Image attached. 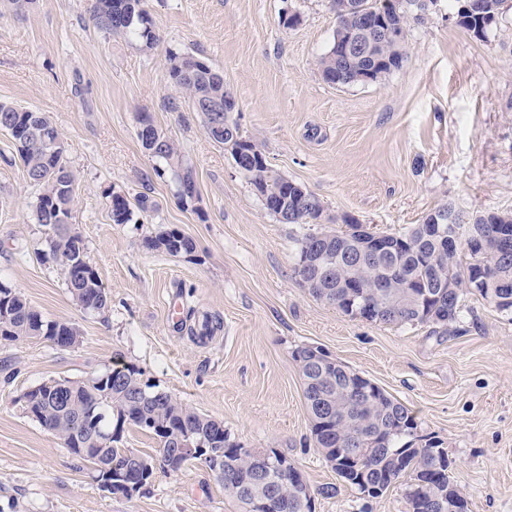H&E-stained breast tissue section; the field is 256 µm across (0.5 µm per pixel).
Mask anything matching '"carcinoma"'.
I'll return each mask as SVG.
<instances>
[{
	"mask_svg": "<svg viewBox=\"0 0 512 512\" xmlns=\"http://www.w3.org/2000/svg\"><path fill=\"white\" fill-rule=\"evenodd\" d=\"M502 0H476L477 8L457 11V22L477 36H483L497 25ZM363 10L378 13L396 28V42L369 38L368 50L362 56L350 55L342 47L331 48L320 58L319 68L328 82L342 85L361 83L358 75L366 70L387 75L401 67L407 57L412 24L426 16L430 5L424 0H357ZM345 0H331L336 15V35L357 26V14L344 7ZM90 19L95 27L108 35L125 36L151 49L158 36L152 17L143 0H92ZM171 83L198 111L202 96L224 100V79L204 59L192 54L171 52L167 56ZM205 133L224 146L238 170L245 174L265 208L284 224H313L315 228L299 242L297 259L322 252L323 237L335 229L323 227L324 206L306 189L274 170L265 150L257 141L241 134L232 113H224V124L231 130L214 126L212 113H201ZM143 129L138 140L163 166L159 176L169 171L180 182L191 180L183 156L175 142L159 128L153 118L142 115ZM0 129L9 131L17 140V153L28 181L40 188L35 205L37 223L45 228V254L61 268L72 297L85 309L100 311L107 305V293L99 275L87 256L82 237L70 223L78 182L76 172L64 156L62 134L48 115L0 102ZM108 209L112 222L126 224L130 220V201L120 193L109 195ZM382 236L407 243L386 262L375 264L328 260L332 267L330 289L338 294L340 280L352 279L362 284L359 299L371 304L377 315L373 322L395 325L429 324L442 331L459 322L464 295L468 288V271L476 261L467 250L466 240L456 249L423 242L418 225L398 233ZM148 249H162L170 254L193 251L192 239L176 230L164 231L145 241ZM489 273L499 278L500 292L508 299L505 310L497 299L485 292L482 300L500 313L512 315V250L504 252L489 246L483 256ZM443 277L455 285L440 299H420L422 283L428 278ZM42 336L59 348H71L80 339L76 327L66 322L43 318L24 295L15 288L0 284V340L18 341ZM312 349L301 347L293 359L305 385V398L310 417V431L315 446L322 454L331 448H348L360 437H374L380 447L372 448L360 460L342 462L335 467L341 480L364 499H377L389 488L404 487L405 496L414 512H432L431 492L444 498L447 512H468L466 495L454 484L450 471L452 461L445 452H437L441 443L418 434L416 417L404 405L390 398L382 389L361 400L347 398V379L342 367L330 364L322 379L309 370ZM26 414L46 431L62 441L70 453L91 465L96 482H108L121 475L138 485L136 492L151 485L156 475H172L192 462L213 472L224 484V492L246 503L250 495H271L288 502V512H301L299 496L310 493L309 485L295 487L280 464L293 460L273 448H247L230 438L224 423L185 404L156 385L143 379V372L125 367L119 376L112 371L85 380L53 379L23 393ZM332 411L324 421L314 412L319 406ZM137 428L157 440L170 455L188 446L193 452L179 457V466L167 469L158 457L139 455L119 447L125 427Z\"/></svg>",
	"mask_w": 512,
	"mask_h": 512,
	"instance_id": "carcinoma-1",
	"label": "carcinoma"
}]
</instances>
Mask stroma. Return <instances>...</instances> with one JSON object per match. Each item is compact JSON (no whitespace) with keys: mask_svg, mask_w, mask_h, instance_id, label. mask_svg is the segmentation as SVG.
Here are the masks:
<instances>
[{"mask_svg":"<svg viewBox=\"0 0 512 512\" xmlns=\"http://www.w3.org/2000/svg\"><path fill=\"white\" fill-rule=\"evenodd\" d=\"M90 5L37 0L22 15L0 5V102L46 113L61 131L78 174L71 222L108 295L105 310H84L43 257L38 190L0 131V282L82 336L69 349L0 340V512H242L198 463L133 498L108 494L88 463L26 417L29 388L118 363L223 421L245 447L298 463L312 512H411L399 486L361 498L315 447L293 359L306 346L374 382L415 415L419 434L440 440L469 512H512V318L467 295L461 323L442 334L352 318L314 298L294 272L306 226L265 209L178 101L166 61L189 51L223 76L241 132L321 201L327 224L351 215L394 233L445 205L512 212V11L479 38L438 0L413 26L400 68L342 87L318 66L336 31L330 0H144L159 35L151 49L98 30ZM287 10L300 16L289 29ZM143 112L178 145L195 201L155 174L136 135ZM114 192L147 196L149 207L112 223ZM168 228L192 239L191 254L144 248ZM329 484L335 495H321Z\"/></svg>","mask_w":512,"mask_h":512,"instance_id":"35a3bbf8","label":"stroma"}]
</instances>
